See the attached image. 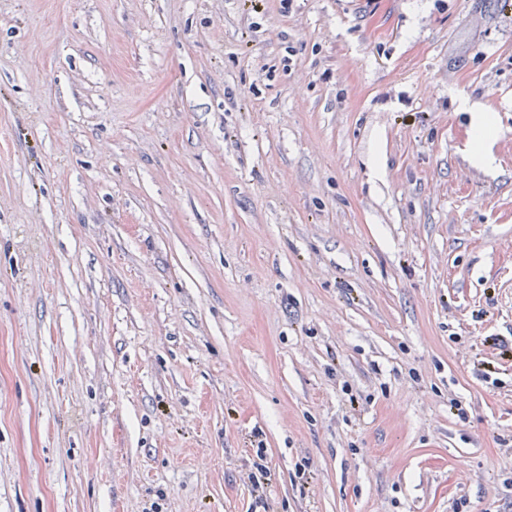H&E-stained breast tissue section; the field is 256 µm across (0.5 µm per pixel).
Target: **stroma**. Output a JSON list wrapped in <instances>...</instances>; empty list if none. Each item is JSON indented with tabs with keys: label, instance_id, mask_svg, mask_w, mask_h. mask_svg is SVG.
<instances>
[{
	"label": "stroma",
	"instance_id": "35a3bbf8",
	"mask_svg": "<svg viewBox=\"0 0 512 512\" xmlns=\"http://www.w3.org/2000/svg\"><path fill=\"white\" fill-rule=\"evenodd\" d=\"M496 337L512 0H0V512H512ZM460 108L472 113V126L477 134L478 145H481L494 130L492 117L488 112H482L477 105L469 103L468 100L462 101Z\"/></svg>",
	"mask_w": 512,
	"mask_h": 512
}]
</instances>
